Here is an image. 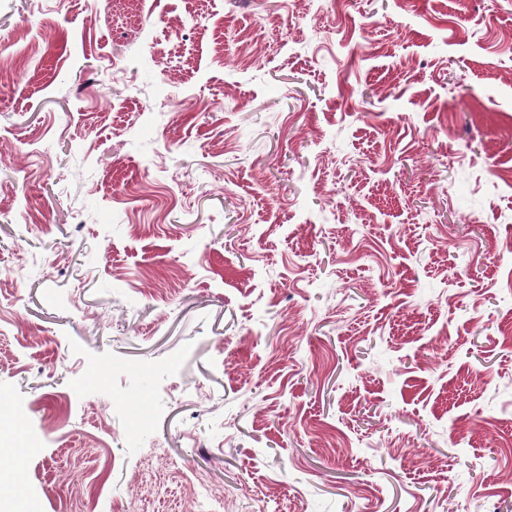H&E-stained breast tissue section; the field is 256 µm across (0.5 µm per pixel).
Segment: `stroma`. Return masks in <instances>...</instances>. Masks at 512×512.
Wrapping results in <instances>:
<instances>
[{
  "mask_svg": "<svg viewBox=\"0 0 512 512\" xmlns=\"http://www.w3.org/2000/svg\"><path fill=\"white\" fill-rule=\"evenodd\" d=\"M510 323L512 0H0L40 512H512Z\"/></svg>",
  "mask_w": 512,
  "mask_h": 512,
  "instance_id": "stroma-1",
  "label": "stroma"
}]
</instances>
